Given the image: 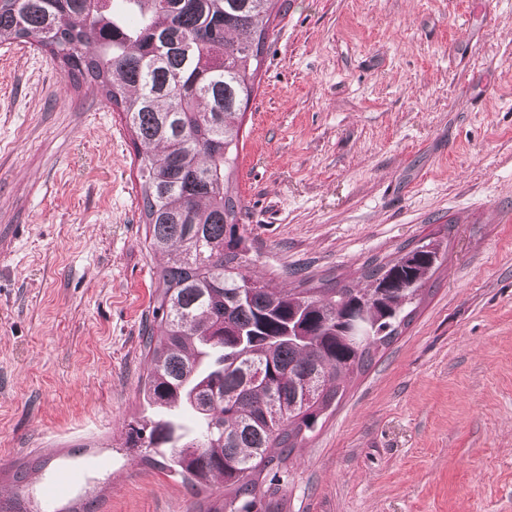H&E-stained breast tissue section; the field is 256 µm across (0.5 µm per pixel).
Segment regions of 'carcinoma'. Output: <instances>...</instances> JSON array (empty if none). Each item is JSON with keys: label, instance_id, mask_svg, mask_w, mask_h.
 <instances>
[{"label": "carcinoma", "instance_id": "1", "mask_svg": "<svg viewBox=\"0 0 512 512\" xmlns=\"http://www.w3.org/2000/svg\"><path fill=\"white\" fill-rule=\"evenodd\" d=\"M278 0H0V43L48 51L120 112L137 155L151 250L178 248L158 274L141 392L158 416L129 439L192 487L224 474V501L199 512H286L268 480L318 430L379 351L409 325L445 258L424 237L362 266L274 290L242 272L249 247L235 191L241 118ZM354 315L357 330L342 318ZM314 382L304 391L302 381ZM174 406L197 419L187 439Z\"/></svg>", "mask_w": 512, "mask_h": 512}]
</instances>
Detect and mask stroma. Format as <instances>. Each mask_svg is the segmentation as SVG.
I'll return each mask as SVG.
<instances>
[{"label": "stroma", "mask_w": 512, "mask_h": 512, "mask_svg": "<svg viewBox=\"0 0 512 512\" xmlns=\"http://www.w3.org/2000/svg\"><path fill=\"white\" fill-rule=\"evenodd\" d=\"M240 133L247 275L448 245L409 328L293 448L288 512H512V0H279ZM137 149L49 53L0 45V502L198 512L130 424L167 252ZM39 461L24 482L13 473Z\"/></svg>", "instance_id": "35a3bbf8"}]
</instances>
